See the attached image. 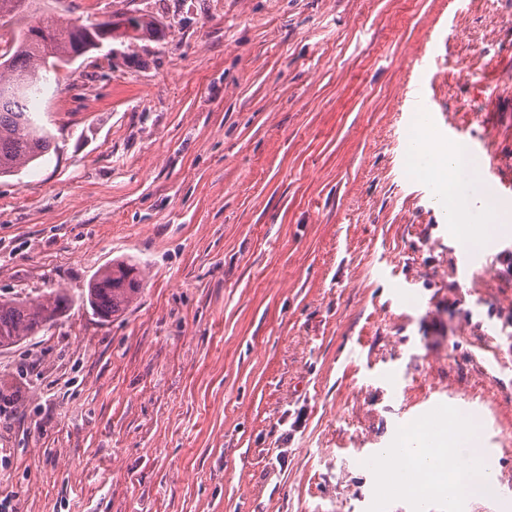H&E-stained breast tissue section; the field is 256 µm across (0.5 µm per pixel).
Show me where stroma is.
<instances>
[{"mask_svg": "<svg viewBox=\"0 0 512 512\" xmlns=\"http://www.w3.org/2000/svg\"><path fill=\"white\" fill-rule=\"evenodd\" d=\"M42 0L162 40L59 66L55 148L0 177V299L71 308L0 349L15 512H400L372 462L452 402L512 484V277L463 271L409 176L413 81L512 171V0ZM437 56V64L419 60ZM133 260L103 322L90 279ZM498 355L488 375L481 353ZM141 273L135 263L112 260L88 284L83 298L103 321L122 314L140 292ZM83 300V301H84Z\"/></svg>", "mask_w": 512, "mask_h": 512, "instance_id": "35a3bbf8", "label": "stroma"}]
</instances>
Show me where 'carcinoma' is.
Instances as JSON below:
<instances>
[{
  "label": "carcinoma",
  "instance_id": "obj_1",
  "mask_svg": "<svg viewBox=\"0 0 512 512\" xmlns=\"http://www.w3.org/2000/svg\"><path fill=\"white\" fill-rule=\"evenodd\" d=\"M104 30L105 20L80 23L62 15L26 24L6 51H0V176L11 175L52 149L47 130L37 123L31 102L50 83L59 63L90 51L88 28ZM164 30L154 19L133 18L126 40L161 39ZM138 266L116 259L88 284L84 300L103 321L122 314L140 292ZM72 300L59 290L30 301L0 300V347L15 346L37 335L70 309Z\"/></svg>",
  "mask_w": 512,
  "mask_h": 512
}]
</instances>
